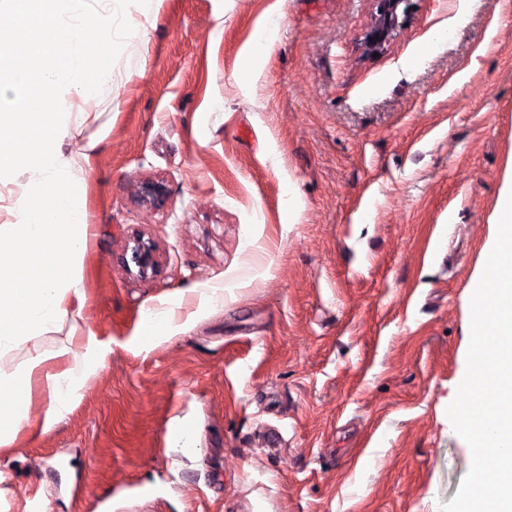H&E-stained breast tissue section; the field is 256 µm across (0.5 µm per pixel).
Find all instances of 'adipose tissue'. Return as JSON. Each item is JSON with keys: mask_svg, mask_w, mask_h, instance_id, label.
Wrapping results in <instances>:
<instances>
[{"mask_svg": "<svg viewBox=\"0 0 512 512\" xmlns=\"http://www.w3.org/2000/svg\"><path fill=\"white\" fill-rule=\"evenodd\" d=\"M130 0H0L18 19L16 37L0 46V359L24 351L15 370L0 369V446L11 445L28 417L30 387L50 389L38 429L52 427L83 372L88 348L71 343L43 349L41 338L80 318L85 303L82 263L90 226L84 207L83 168L64 144L86 122L85 108L55 107L66 90L111 92L115 21ZM104 38L85 41L86 25Z\"/></svg>", "mask_w": 512, "mask_h": 512, "instance_id": "ef3b65f1", "label": "adipose tissue"}]
</instances>
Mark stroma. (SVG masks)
Returning a JSON list of instances; mask_svg holds the SVG:
<instances>
[{"instance_id":"35a3bbf8","label":"stroma","mask_w":512,"mask_h":512,"mask_svg":"<svg viewBox=\"0 0 512 512\" xmlns=\"http://www.w3.org/2000/svg\"><path fill=\"white\" fill-rule=\"evenodd\" d=\"M412 4L373 57L371 0H132L114 88L66 145L89 157L76 334L107 352L51 429L0 447V512L455 497L472 456L446 410L512 163V0ZM135 230L155 278L116 261ZM162 309L177 327L146 329Z\"/></svg>"}]
</instances>
